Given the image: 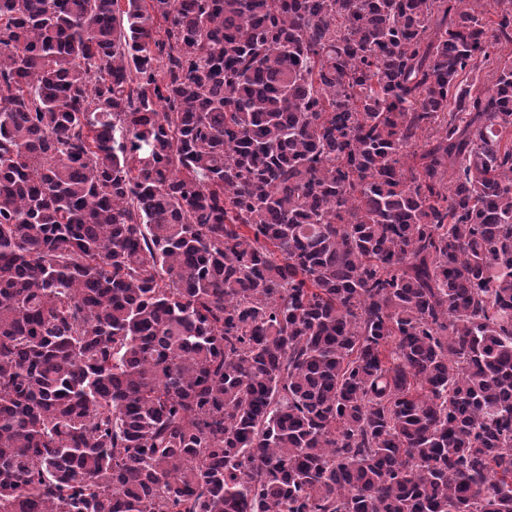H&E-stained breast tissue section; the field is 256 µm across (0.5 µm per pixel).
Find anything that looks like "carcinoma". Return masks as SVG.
<instances>
[{"mask_svg":"<svg viewBox=\"0 0 512 512\" xmlns=\"http://www.w3.org/2000/svg\"><path fill=\"white\" fill-rule=\"evenodd\" d=\"M480 2L0 0V512H512Z\"/></svg>","mask_w":512,"mask_h":512,"instance_id":"carcinoma-1","label":"carcinoma"}]
</instances>
